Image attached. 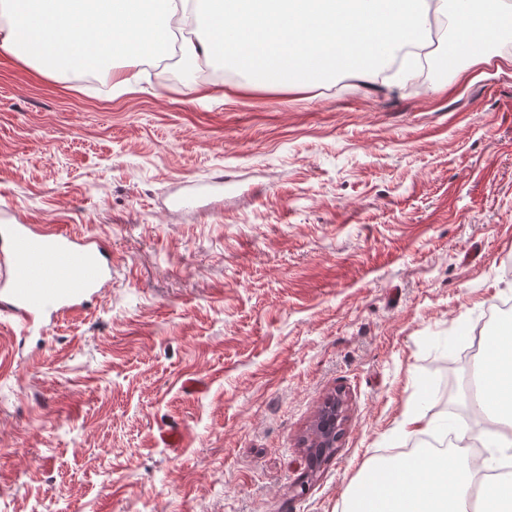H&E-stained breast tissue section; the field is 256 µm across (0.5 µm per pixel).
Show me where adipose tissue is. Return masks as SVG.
<instances>
[{
    "label": "adipose tissue",
    "mask_w": 512,
    "mask_h": 512,
    "mask_svg": "<svg viewBox=\"0 0 512 512\" xmlns=\"http://www.w3.org/2000/svg\"><path fill=\"white\" fill-rule=\"evenodd\" d=\"M484 0H0V49L61 75L110 80L116 94L146 66L178 55L188 69L231 60L254 84L305 88L348 73L381 88L412 79L431 22L482 59L511 27ZM495 429L477 462L417 448L367 465L345 512H512V325L486 334L476 362Z\"/></svg>",
    "instance_id": "ef3b65f1"
}]
</instances>
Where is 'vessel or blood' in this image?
Instances as JSON below:
<instances>
[{
  "mask_svg": "<svg viewBox=\"0 0 512 512\" xmlns=\"http://www.w3.org/2000/svg\"><path fill=\"white\" fill-rule=\"evenodd\" d=\"M0 307L23 324L80 313L108 284L97 237L75 238L59 225L0 226Z\"/></svg>",
  "mask_w": 512,
  "mask_h": 512,
  "instance_id": "vessel-or-blood-1",
  "label": "vessel or blood"
}]
</instances>
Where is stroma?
I'll return each instance as SVG.
<instances>
[{
  "label": "stroma",
  "instance_id": "35a3bbf8",
  "mask_svg": "<svg viewBox=\"0 0 512 512\" xmlns=\"http://www.w3.org/2000/svg\"><path fill=\"white\" fill-rule=\"evenodd\" d=\"M488 54L379 90L165 59L110 99L0 50V210L112 263L80 314L0 310V512H344L420 447L409 410L441 420L443 363L465 379L512 301V37ZM346 398L342 391L328 397L315 421L310 439L304 440L305 447L334 448L346 422Z\"/></svg>",
  "mask_w": 512,
  "mask_h": 512
}]
</instances>
